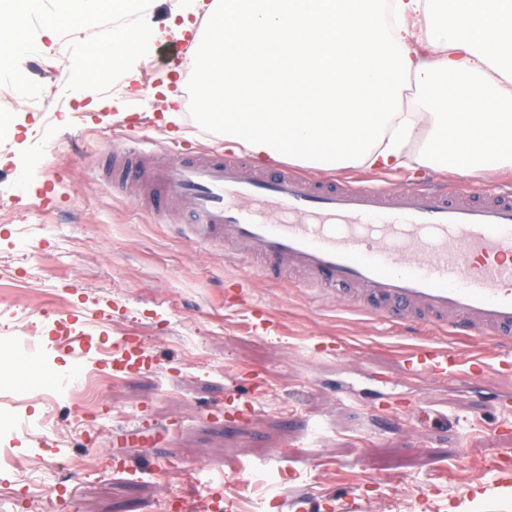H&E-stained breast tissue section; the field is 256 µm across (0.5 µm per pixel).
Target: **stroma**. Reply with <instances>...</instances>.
I'll use <instances>...</instances> for the list:
<instances>
[{"instance_id": "obj_1", "label": "stroma", "mask_w": 512, "mask_h": 512, "mask_svg": "<svg viewBox=\"0 0 512 512\" xmlns=\"http://www.w3.org/2000/svg\"><path fill=\"white\" fill-rule=\"evenodd\" d=\"M112 0H87L74 41L92 47L82 98L66 95L75 58L63 36L34 34L39 82L23 93L45 113H0V346L31 330L35 368L0 367V512H163L191 475L200 494L241 496L238 512H332L345 494L363 512H512L485 463L512 455V373L472 379L408 375L411 345L438 341L433 324L385 320L289 278L275 279L245 246H201L174 221L176 202L142 206L113 188L101 153L131 140L167 162L223 148L193 116L190 40L166 35L118 85L99 80L111 57L97 34ZM90 37H83V29ZM179 70L177 123L159 88ZM316 181L409 191L431 182L488 191L512 169L479 177L429 168L305 169ZM275 325L248 326L251 310ZM86 333L87 352L69 341ZM143 342L151 367L113 379L112 341ZM254 468L240 472L241 462Z\"/></svg>"}]
</instances>
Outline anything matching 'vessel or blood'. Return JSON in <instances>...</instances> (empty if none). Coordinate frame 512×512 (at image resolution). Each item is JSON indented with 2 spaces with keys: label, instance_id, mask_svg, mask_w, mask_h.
<instances>
[{
  "label": "vessel or blood",
  "instance_id": "obj_1",
  "mask_svg": "<svg viewBox=\"0 0 512 512\" xmlns=\"http://www.w3.org/2000/svg\"><path fill=\"white\" fill-rule=\"evenodd\" d=\"M102 155L113 186L137 187L157 203L184 200L199 241L243 243L267 268L302 274L323 294L346 293L385 319L420 314L461 339L512 342L511 192L323 184L288 166L271 176L221 152L154 167L138 146ZM151 364L140 342L113 341V372ZM404 364L438 379L484 366L428 345L412 348Z\"/></svg>",
  "mask_w": 512,
  "mask_h": 512
}]
</instances>
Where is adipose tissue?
I'll return each mask as SVG.
<instances>
[{
    "mask_svg": "<svg viewBox=\"0 0 512 512\" xmlns=\"http://www.w3.org/2000/svg\"><path fill=\"white\" fill-rule=\"evenodd\" d=\"M148 2L112 0L140 19L113 28L116 62L193 32L197 116L225 148L323 170L512 168V0H177L162 29Z\"/></svg>",
    "mask_w": 512,
    "mask_h": 512,
    "instance_id": "adipose-tissue-1",
    "label": "adipose tissue"
}]
</instances>
